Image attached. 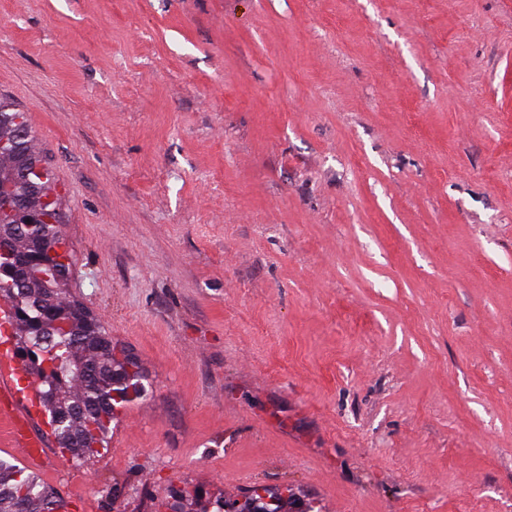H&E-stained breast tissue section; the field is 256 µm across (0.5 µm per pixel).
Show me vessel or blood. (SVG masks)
Instances as JSON below:
<instances>
[{"label": "vessel or blood", "instance_id": "1", "mask_svg": "<svg viewBox=\"0 0 512 512\" xmlns=\"http://www.w3.org/2000/svg\"><path fill=\"white\" fill-rule=\"evenodd\" d=\"M0 418L8 422L5 435L0 436V446L18 449L28 462H42L46 440L32 427L33 412L17 360L6 354L0 356Z\"/></svg>", "mask_w": 512, "mask_h": 512}]
</instances>
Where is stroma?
I'll return each instance as SVG.
<instances>
[{
    "mask_svg": "<svg viewBox=\"0 0 512 512\" xmlns=\"http://www.w3.org/2000/svg\"><path fill=\"white\" fill-rule=\"evenodd\" d=\"M1 100L146 375L68 512H512V0H0ZM291 490V488H285V490L280 489L277 490L276 493H273L269 487L258 484L251 487L248 494L253 499L262 500V498H266V496L270 498V501L273 503L260 502V506L264 512H281L286 511L283 509L288 508V493H291ZM271 505H274L275 507L271 508Z\"/></svg>",
    "mask_w": 512,
    "mask_h": 512,
    "instance_id": "1",
    "label": "stroma"
}]
</instances>
